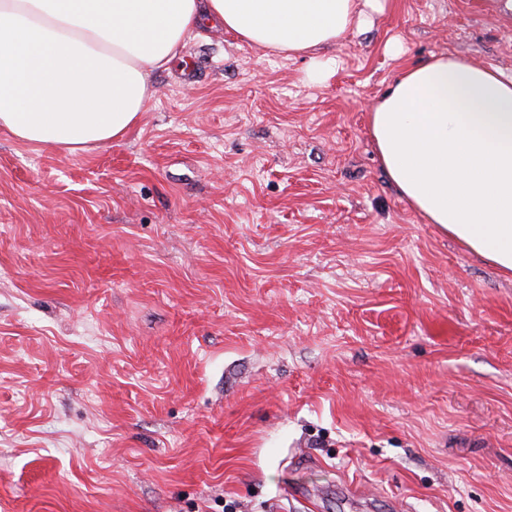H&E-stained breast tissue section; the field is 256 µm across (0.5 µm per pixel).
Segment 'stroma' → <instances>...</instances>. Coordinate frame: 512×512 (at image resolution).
<instances>
[{"label": "stroma", "mask_w": 512, "mask_h": 512, "mask_svg": "<svg viewBox=\"0 0 512 512\" xmlns=\"http://www.w3.org/2000/svg\"><path fill=\"white\" fill-rule=\"evenodd\" d=\"M438 53L512 15L389 0L319 82L205 25L122 138L0 130V512H512V279L370 137Z\"/></svg>", "instance_id": "1"}]
</instances>
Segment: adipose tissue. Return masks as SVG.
Wrapping results in <instances>:
<instances>
[{
	"mask_svg": "<svg viewBox=\"0 0 512 512\" xmlns=\"http://www.w3.org/2000/svg\"><path fill=\"white\" fill-rule=\"evenodd\" d=\"M387 0H0V129L68 153L121 138L151 78L217 23L253 47L319 52ZM378 157L411 207L512 275V76L448 55L403 69L374 104Z\"/></svg>",
	"mask_w": 512,
	"mask_h": 512,
	"instance_id": "obj_1",
	"label": "adipose tissue"
}]
</instances>
